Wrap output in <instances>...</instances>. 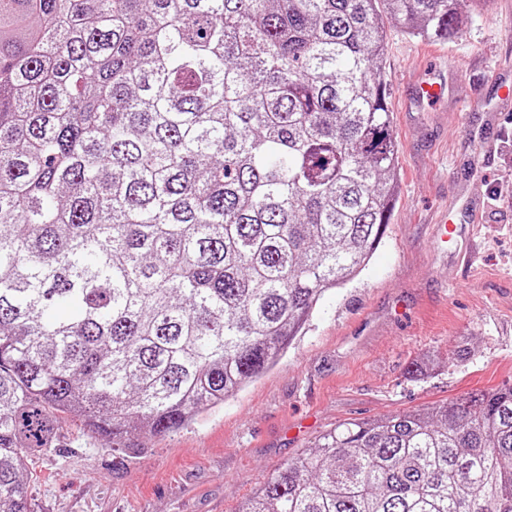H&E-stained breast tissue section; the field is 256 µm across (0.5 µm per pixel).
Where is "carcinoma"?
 Returning <instances> with one entry per match:
<instances>
[{
	"label": "carcinoma",
	"mask_w": 512,
	"mask_h": 512,
	"mask_svg": "<svg viewBox=\"0 0 512 512\" xmlns=\"http://www.w3.org/2000/svg\"><path fill=\"white\" fill-rule=\"evenodd\" d=\"M476 0H0V512L57 414L112 448L282 355L389 223L386 12ZM240 512H512V385L350 419Z\"/></svg>",
	"instance_id": "obj_1"
}]
</instances>
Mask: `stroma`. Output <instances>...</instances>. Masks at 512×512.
Returning a JSON list of instances; mask_svg holds the SVG:
<instances>
[{
	"label": "stroma",
	"instance_id": "stroma-1",
	"mask_svg": "<svg viewBox=\"0 0 512 512\" xmlns=\"http://www.w3.org/2000/svg\"><path fill=\"white\" fill-rule=\"evenodd\" d=\"M382 22L400 178L368 265L324 294L272 368L136 453L62 417L58 448L27 463L32 512H237L338 422L512 385V111L470 108L496 102L494 77L512 68V0H489L446 42ZM430 76L436 103L415 94ZM444 213L457 234L442 244Z\"/></svg>",
	"mask_w": 512,
	"mask_h": 512
}]
</instances>
